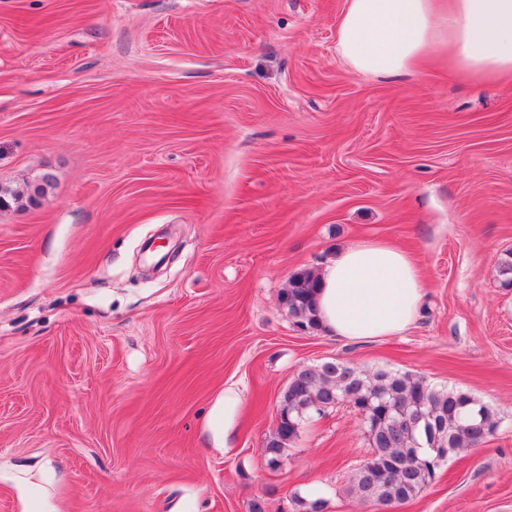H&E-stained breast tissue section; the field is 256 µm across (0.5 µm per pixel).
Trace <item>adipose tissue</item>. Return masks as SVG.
<instances>
[{"label":"adipose tissue","mask_w":512,"mask_h":512,"mask_svg":"<svg viewBox=\"0 0 512 512\" xmlns=\"http://www.w3.org/2000/svg\"><path fill=\"white\" fill-rule=\"evenodd\" d=\"M338 50L366 75L395 77L438 56L462 77H512V0H347ZM317 280L321 327L354 344L405 332L424 295L415 260L380 239L339 252Z\"/></svg>","instance_id":"obj_1"}]
</instances>
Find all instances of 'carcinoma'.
I'll list each match as a JSON object with an SVG mask.
<instances>
[{
	"instance_id": "carcinoma-1",
	"label": "carcinoma",
	"mask_w": 512,
	"mask_h": 512,
	"mask_svg": "<svg viewBox=\"0 0 512 512\" xmlns=\"http://www.w3.org/2000/svg\"><path fill=\"white\" fill-rule=\"evenodd\" d=\"M314 272L292 275L281 304L295 323L319 328L313 308ZM342 401L362 413L371 451L358 465L351 492L373 502L366 490L379 488L383 505L397 507L428 487L451 455L475 448L494 434L495 415L469 393L437 388L411 373L378 370L366 373L338 359L303 365L296 370L279 401L282 422L267 439L262 454L276 469L302 431L304 413L325 410Z\"/></svg>"
}]
</instances>
